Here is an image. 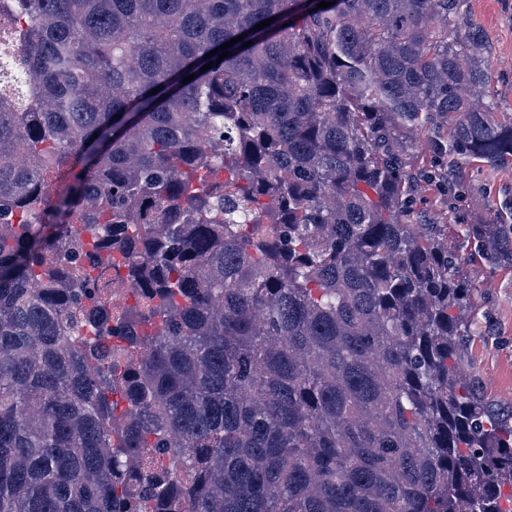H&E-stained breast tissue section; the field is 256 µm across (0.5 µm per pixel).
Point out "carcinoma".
Wrapping results in <instances>:
<instances>
[{
  "mask_svg": "<svg viewBox=\"0 0 512 512\" xmlns=\"http://www.w3.org/2000/svg\"><path fill=\"white\" fill-rule=\"evenodd\" d=\"M319 2L0 0V512H512L404 136L512 157L482 36L464 0ZM73 215L134 303L61 258ZM468 238L512 263V224Z\"/></svg>",
  "mask_w": 512,
  "mask_h": 512,
  "instance_id": "cac0c4a2",
  "label": "carcinoma"
}]
</instances>
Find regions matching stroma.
I'll list each match as a JSON object with an SVG mask.
<instances>
[{
	"label": "stroma",
	"instance_id": "obj_1",
	"mask_svg": "<svg viewBox=\"0 0 512 512\" xmlns=\"http://www.w3.org/2000/svg\"><path fill=\"white\" fill-rule=\"evenodd\" d=\"M464 9L485 35L496 115L512 118V0H465ZM431 174V183L415 193L417 217L448 225L452 245L464 242L469 225L512 224V160L490 171L458 156ZM464 273L476 293L464 368L485 398L507 407L512 405V266L492 268L476 260Z\"/></svg>",
	"mask_w": 512,
	"mask_h": 512
}]
</instances>
